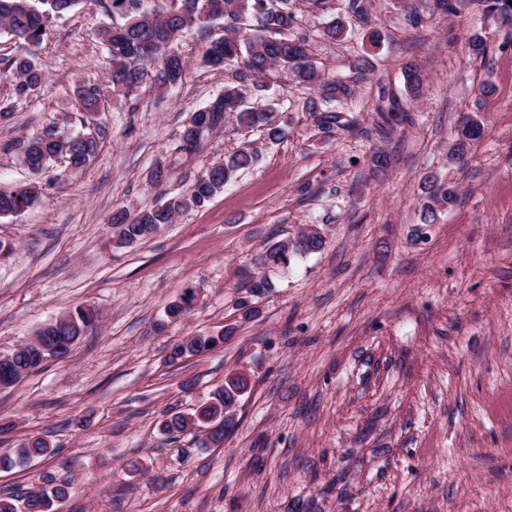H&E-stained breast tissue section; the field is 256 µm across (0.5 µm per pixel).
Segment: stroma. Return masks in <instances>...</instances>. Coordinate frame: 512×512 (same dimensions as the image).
Wrapping results in <instances>:
<instances>
[{
	"label": "stroma",
	"mask_w": 512,
	"mask_h": 512,
	"mask_svg": "<svg viewBox=\"0 0 512 512\" xmlns=\"http://www.w3.org/2000/svg\"><path fill=\"white\" fill-rule=\"evenodd\" d=\"M411 2L420 24L401 0H369L341 42L317 32L346 0L315 16L296 4L320 73L355 88L336 132L313 125L310 90L277 71L248 102L272 107L286 140L265 143L229 114L195 154L182 152L189 113L234 72L200 60L224 34L211 21L175 43L187 61L181 83L162 92L147 83L112 102L98 117L108 134L92 164L55 168L35 206L0 218V355L69 310L99 314L66 358L0 390V455L33 435L55 448L0 470V492L71 481L55 512H512V50L475 0H454L451 14ZM122 22L93 0L54 18L34 51L43 86L0 119V190L35 182L19 141L75 112V82L106 79L97 33ZM369 29L379 46L363 43ZM475 33L486 58L465 48ZM410 65L427 81L416 101ZM486 83L493 95L482 94ZM468 115L484 121V136L468 165L452 169L448 146ZM252 148L258 164L205 207L113 245V210L137 213ZM432 172L457 183L461 200L424 227ZM309 227L324 248L275 278L258 316L239 323L234 302L260 273L259 255ZM188 288L192 309L165 323L166 305ZM232 323L238 331L221 348L169 364L174 343ZM235 369L251 389L222 446L160 433L165 411L208 398Z\"/></svg>",
	"instance_id": "1"
}]
</instances>
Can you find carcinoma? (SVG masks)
Wrapping results in <instances>:
<instances>
[{
  "instance_id": "1",
  "label": "carcinoma",
  "mask_w": 512,
  "mask_h": 512,
  "mask_svg": "<svg viewBox=\"0 0 512 512\" xmlns=\"http://www.w3.org/2000/svg\"><path fill=\"white\" fill-rule=\"evenodd\" d=\"M82 0H0V30L16 43L26 46L41 45L49 35L52 19L77 7ZM104 5L110 13L124 17L118 28L105 27L98 37L105 45L109 64L112 94L129 96L144 82L152 80L159 86H173L181 81L186 64L168 54L174 52L177 37L207 21L224 22V36L211 41L202 61L209 67L221 69L229 64L236 67L234 79L224 87V93L209 105L193 112L184 125L180 150H195L199 137L224 126V114L234 112L241 125L258 128L270 144H278L288 136V129L271 119L267 109L238 107L237 103L255 89L273 69L291 74L293 82L314 91L304 109L321 130L334 131L342 116L335 103L352 96L345 81L326 79L319 73L308 53L311 32L297 28L295 0H171L166 11L147 13L142 0H93ZM483 12L498 18L501 26L512 30V5L509 0H480ZM347 21L335 18L322 30V35L343 39ZM0 75L16 80L12 99L22 103L37 92L45 75L38 61L29 54L0 57ZM407 93L413 100L421 98L426 84L425 76L415 67L406 70ZM77 108L75 119L80 126L90 116L108 108V98L102 84L88 79L73 90ZM83 130L70 131L49 126L22 144V161L27 167L48 170L67 156L65 164L77 169L87 167L98 152L99 144L107 135L98 129L97 139L84 140ZM484 134L483 122L473 116L461 121L456 137L448 151V164L463 166L472 145ZM256 152L237 151L205 168L181 193L163 203L145 206L135 215L125 211L112 214L111 226L118 244L129 246L152 235V228L163 229L175 222L176 217L189 210L208 204L224 191L238 171L255 166ZM425 194L421 205V221L434 224L438 214L453 207L459 200L458 186L444 182L436 174L425 178ZM41 188L30 184L10 191H0V218L12 217L37 204ZM325 238L316 228L300 231L292 238L273 241L260 258L268 268L290 267L291 261L321 250ZM273 287L267 275H258L245 285V295L236 301L241 320L248 321L257 314L255 302ZM193 296L184 293L166 307V316L179 319L191 308ZM98 316L91 308L78 307L36 331L34 338L24 346L5 355L0 361V383L18 381L40 368L51 359H61L74 343L96 322ZM234 332L230 327L219 336L195 334L175 344L168 358L175 362L184 357L212 351ZM249 389V380L241 371H232L224 383L216 388L211 398L195 408L168 411L163 415L160 428L163 434L178 437L188 431L200 436L207 447L222 440L236 428L237 404ZM51 453L49 444L40 437L29 439L15 455L0 457V468L24 466L34 458ZM67 482L19 494L0 493V512H52L54 503L70 496Z\"/></svg>"
}]
</instances>
